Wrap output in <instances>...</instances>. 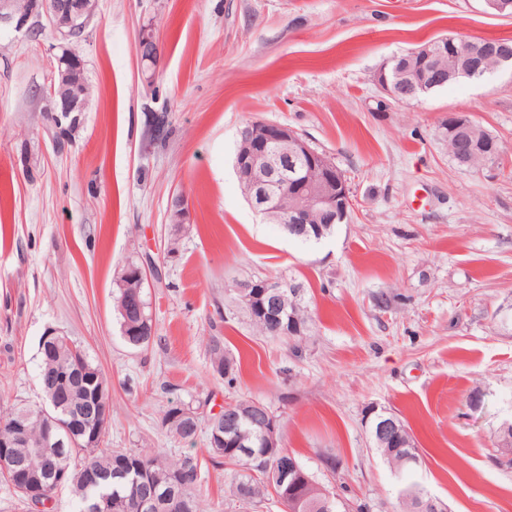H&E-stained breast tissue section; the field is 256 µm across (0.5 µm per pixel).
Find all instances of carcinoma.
I'll list each match as a JSON object with an SVG mask.
<instances>
[{"instance_id":"obj_1","label":"carcinoma","mask_w":512,"mask_h":512,"mask_svg":"<svg viewBox=\"0 0 512 512\" xmlns=\"http://www.w3.org/2000/svg\"><path fill=\"white\" fill-rule=\"evenodd\" d=\"M460 51V60L457 68L448 77V81L458 78L471 80L481 79L476 70L467 65L468 47L471 41L456 42ZM465 124L462 126L450 125L448 121L441 122L440 136L448 154L457 158V148L466 141L471 145L473 153L465 163V167L479 169L493 160L486 156L485 138L490 133L484 130L476 121L463 116ZM336 225L330 226L322 223L319 213L310 211V224L307 232L294 239L304 243H319L331 236ZM115 307L118 313L121 333L125 341L134 347L148 345L153 335L152 318L147 311V301L140 298L142 315L126 316L122 312L124 296L132 293H143L140 284L123 278L115 281ZM248 316L256 330L265 336L272 337L267 323L262 319L259 303L245 306ZM285 325L295 322L301 326L297 336H288L286 340L297 341L310 329L311 314L305 296L298 298L288 296L286 311L280 314ZM56 343L51 347L40 348L39 384L44 380L57 376L61 371H67L75 365L83 366L98 376L99 383L103 384L104 398H109L107 380L101 369L93 363L87 354L81 350L67 336L55 335ZM211 366L227 384H233L239 372L240 362L227 355L224 351V341L219 336L211 338L209 343ZM71 394L70 403L60 408L53 406L35 405L25 406L0 402V441L14 443V453L17 456L21 470L35 472L41 468L42 454L47 449L38 447L42 437V427L50 420L65 423L69 420L71 407L78 404L83 398L85 385L76 375L67 383ZM161 425L168 428L180 440L194 441L199 433H206V439L213 435L210 421H202L200 414L193 407L179 403L169 407L161 418ZM109 426H101L102 439L89 447L79 443L74 447L65 449L64 456L59 462L58 475L54 482L47 487L48 499H53L59 490H69L76 499V512H87L86 505L99 498H108L106 512H136L137 499L141 492V483L136 480L139 472L145 471L157 490H175L178 499L185 505L184 512H204L202 507L203 492L201 491V475L197 458L185 455L175 461H164L156 453L146 450H132L125 448H110L106 444ZM240 431L255 456L266 452L260 440L256 437L257 428L247 419L240 420ZM415 447L409 427H404L403 434L379 450L380 456L400 476H409L414 473L419 464L407 458V449ZM206 451L210 461L217 467H224L226 471L227 498L230 503H238L251 508L259 506L271 490H276L277 496L293 504L294 512H340L343 504L333 499L330 507H323L325 499L314 486L297 487L293 477L282 485L271 487L268 477L263 473L252 475L249 473L248 458L242 454V449L229 447L215 448L207 444ZM407 487L415 494H405L399 501V512H418L416 507L417 496L425 497L427 492L419 484L410 482Z\"/></svg>"}]
</instances>
